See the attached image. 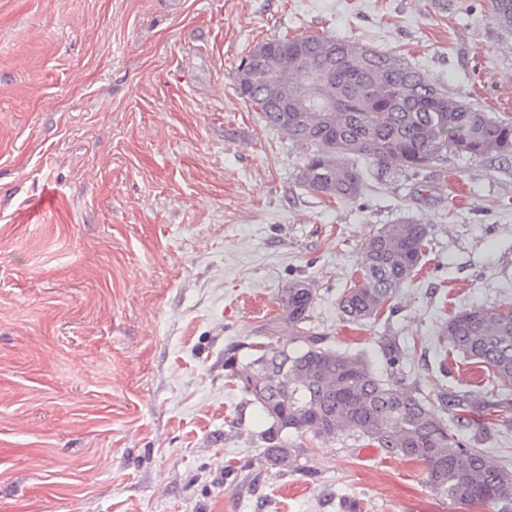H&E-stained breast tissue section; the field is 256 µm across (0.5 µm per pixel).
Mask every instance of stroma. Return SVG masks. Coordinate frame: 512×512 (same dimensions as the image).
I'll return each mask as SVG.
<instances>
[{
  "mask_svg": "<svg viewBox=\"0 0 512 512\" xmlns=\"http://www.w3.org/2000/svg\"><path fill=\"white\" fill-rule=\"evenodd\" d=\"M310 33L512 119V32L486 0H0V512H485L347 434H289L279 473L225 364L291 346L300 283L325 346L444 417L440 391L488 389L449 361L444 323L512 303V159L391 169L347 203L300 185L301 149L234 76ZM407 216L429 228L421 271L393 311L349 321L369 236ZM463 437L512 461V425Z\"/></svg>",
  "mask_w": 512,
  "mask_h": 512,
  "instance_id": "stroma-1",
  "label": "stroma"
}]
</instances>
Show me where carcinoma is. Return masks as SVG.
Returning a JSON list of instances; mask_svg holds the SVG:
<instances>
[{
	"label": "carcinoma",
	"mask_w": 512,
	"mask_h": 512,
	"mask_svg": "<svg viewBox=\"0 0 512 512\" xmlns=\"http://www.w3.org/2000/svg\"><path fill=\"white\" fill-rule=\"evenodd\" d=\"M487 6L497 25L512 31V0H487ZM263 46L272 53L237 68L236 92L302 149L298 179L318 195L354 201L374 167L418 173L450 155L512 158V121L448 95L394 53L321 34L284 36ZM278 102L294 111H276ZM352 157L365 159L368 169L349 164ZM427 235V225L411 217L374 232L358 281L341 296L343 315L360 322L390 307L416 271ZM312 301L310 289L290 286L284 302L299 348L268 344L238 373L270 422L267 464L284 472L293 467L290 431L319 438L348 433L423 464L427 483L455 504L498 512L512 505V466L489 465L458 433L463 424L480 432L482 420L493 416L512 423V304L474 307L448 320V352L483 366L492 388L487 399L452 388L440 392L437 399L451 414L446 420L428 397L381 379L362 357L323 347L305 326Z\"/></svg>",
	"instance_id": "cac0c4a2"
}]
</instances>
